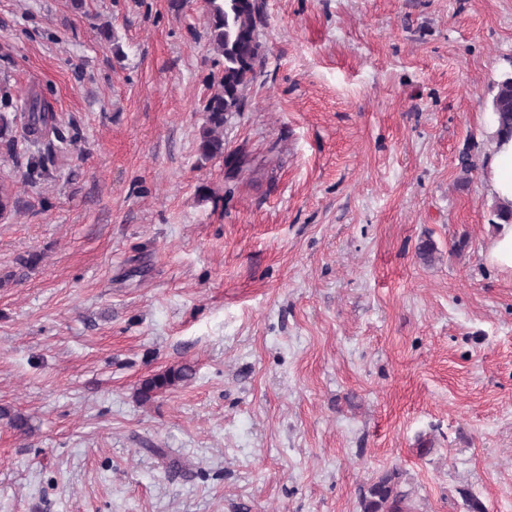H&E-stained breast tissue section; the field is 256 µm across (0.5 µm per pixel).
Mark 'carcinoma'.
Instances as JSON below:
<instances>
[{"mask_svg": "<svg viewBox=\"0 0 512 512\" xmlns=\"http://www.w3.org/2000/svg\"><path fill=\"white\" fill-rule=\"evenodd\" d=\"M207 36L216 53L222 57L220 76L214 81V90L208 95L203 112L199 149L206 157L224 154V118L239 112L244 103V91L253 79L255 69L265 56L260 37L264 25V0H205ZM488 106L497 129L486 134L492 141L512 134V71H502L492 82ZM15 104L11 87L0 84V144L15 156L20 153L12 136L11 112ZM27 133L34 139L52 135L58 139L62 133L56 125L54 112L46 98L38 93L29 94L26 101ZM192 370L187 366L170 368L145 380L139 390L143 401L158 390L188 380ZM403 472L393 468L379 475L361 494V512H410L405 505L409 493L402 490Z\"/></svg>", "mask_w": 512, "mask_h": 512, "instance_id": "carcinoma-1", "label": "carcinoma"}]
</instances>
